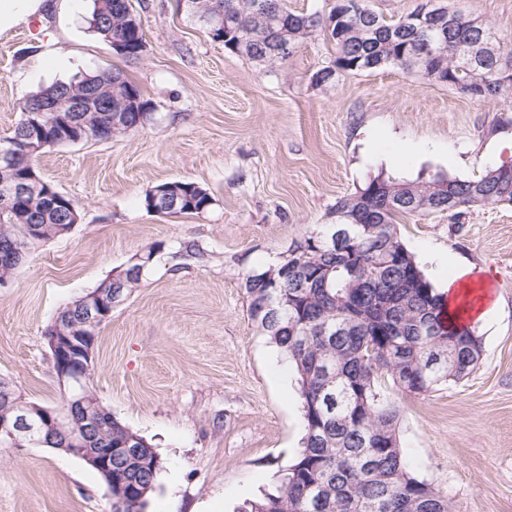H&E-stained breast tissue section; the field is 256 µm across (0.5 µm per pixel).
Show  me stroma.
I'll return each mask as SVG.
<instances>
[{
	"mask_svg": "<svg viewBox=\"0 0 512 512\" xmlns=\"http://www.w3.org/2000/svg\"><path fill=\"white\" fill-rule=\"evenodd\" d=\"M441 3L512 44V0ZM131 4L145 42L137 58L114 55L88 30L91 0L66 11L51 0L0 34V139L27 94L80 72L120 69L151 104L142 127L34 157L80 220L0 287V377L61 407L46 327L154 251L140 287L99 329L89 386L164 462L148 512H239L292 464L304 434L295 374L249 319L245 276L335 223L337 198L379 173L471 180L512 163V98H474L396 67L318 85L313 74L336 56L323 32L270 70L212 41L177 0ZM52 54L62 66L48 65ZM171 180L205 187L214 205L199 215L147 211L146 193ZM398 231L434 286L447 274L436 260L445 253L489 277L496 299L475 326L484 352L468 378L398 395L402 445L458 512H512V205L409 216ZM185 239L203 259L181 255ZM0 512H112V501L73 456L0 446Z\"/></svg>",
	"mask_w": 512,
	"mask_h": 512,
	"instance_id": "obj_1",
	"label": "stroma"
}]
</instances>
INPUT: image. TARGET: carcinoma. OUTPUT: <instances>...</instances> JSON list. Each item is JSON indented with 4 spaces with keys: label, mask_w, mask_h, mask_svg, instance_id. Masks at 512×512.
I'll list each match as a JSON object with an SVG mask.
<instances>
[{
    "label": "carcinoma",
    "mask_w": 512,
    "mask_h": 512,
    "mask_svg": "<svg viewBox=\"0 0 512 512\" xmlns=\"http://www.w3.org/2000/svg\"><path fill=\"white\" fill-rule=\"evenodd\" d=\"M258 0H197L195 21L220 15L229 26L223 42L239 53L246 42L253 61L279 32L288 51L323 28L325 17L295 13L276 0V13L254 8ZM130 0H92L88 29L109 42L127 37L126 8ZM340 32L328 34L336 57L328 70L335 73L373 71L395 65L430 76L431 63L415 57L423 33L419 23L402 20L369 24L348 13L347 0H336L329 12ZM474 18L452 12L447 30L452 38L473 37ZM496 79L486 95L490 100L512 98V47L497 42ZM490 69L473 74L447 60L439 74L454 87L478 80ZM133 85L125 74L108 68L81 73L29 94L23 101L12 136L25 130L26 111L36 102L67 95L93 97L117 108L119 87ZM84 125L85 139L110 140L127 132L113 127L103 112H73ZM490 170L478 179L439 178L432 182L405 181L378 175L357 192L336 201V223L324 224L306 235L310 255L301 257L282 277L279 263L249 273L244 281L248 315L256 328L286 357L294 370L301 399L305 433L295 461L279 485L247 503L243 512H457L453 500L413 470L400 443L402 410L384 395L382 379L407 394L432 392L467 378L483 353V337L471 326L449 322L441 296L426 278L415 256L402 241L397 225L413 215L408 207L416 195L436 199L435 211L448 210V195L461 208L512 204V175L501 179ZM182 202L161 204L166 214H202L213 205L210 192H197L196 183L175 180ZM69 207L31 193L25 198H0V281L9 278L32 249L63 236L70 225ZM39 226L26 238L25 225ZM350 229L342 249L326 248L331 231ZM139 265L131 264L104 283L129 296L139 288ZM131 429L112 418L110 427L92 435L90 447L112 448V480L124 483L123 498L112 501V512H147L163 462L152 445L140 459L115 450Z\"/></svg>",
    "instance_id": "carcinoma-1"
}]
</instances>
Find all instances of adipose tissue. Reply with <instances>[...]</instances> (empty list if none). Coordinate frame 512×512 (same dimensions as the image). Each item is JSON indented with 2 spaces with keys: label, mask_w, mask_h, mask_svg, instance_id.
I'll use <instances>...</instances> for the list:
<instances>
[{
  "label": "adipose tissue",
  "mask_w": 512,
  "mask_h": 512,
  "mask_svg": "<svg viewBox=\"0 0 512 512\" xmlns=\"http://www.w3.org/2000/svg\"><path fill=\"white\" fill-rule=\"evenodd\" d=\"M490 282L478 270L465 265H452L441 288L445 295V309L452 323L463 326L487 318Z\"/></svg>",
  "instance_id": "adipose-tissue-1"
}]
</instances>
